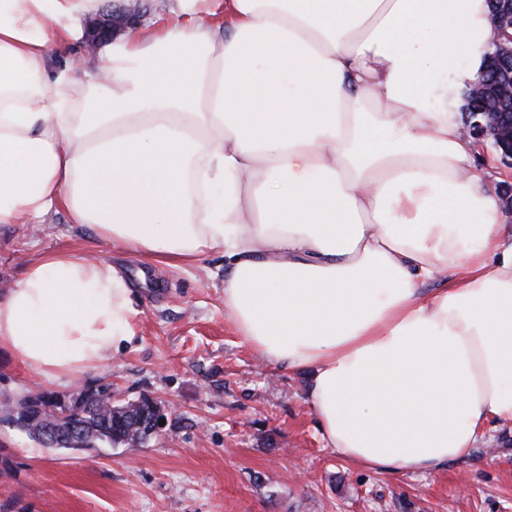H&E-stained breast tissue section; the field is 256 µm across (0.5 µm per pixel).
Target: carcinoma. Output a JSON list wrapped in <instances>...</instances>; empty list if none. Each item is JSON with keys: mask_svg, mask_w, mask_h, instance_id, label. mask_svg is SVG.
Wrapping results in <instances>:
<instances>
[{"mask_svg": "<svg viewBox=\"0 0 512 512\" xmlns=\"http://www.w3.org/2000/svg\"><path fill=\"white\" fill-rule=\"evenodd\" d=\"M512 102L487 99L474 108L466 104L467 112H507ZM102 386L87 388L80 392L83 404L78 406L72 399L39 390L28 393L18 403L6 397L0 401V417L25 431L31 438L46 448H61L63 444L50 442L44 430L56 423L71 425L78 432L70 448H92L95 444L135 445L144 442L147 436L138 426V417L149 410L150 398L116 403L103 397Z\"/></svg>", "mask_w": 512, "mask_h": 512, "instance_id": "obj_1", "label": "carcinoma"}]
</instances>
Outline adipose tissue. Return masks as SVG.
<instances>
[{
  "label": "adipose tissue",
  "instance_id": "ef3b65f1",
  "mask_svg": "<svg viewBox=\"0 0 512 512\" xmlns=\"http://www.w3.org/2000/svg\"><path fill=\"white\" fill-rule=\"evenodd\" d=\"M97 0H0V224L65 211L179 268L224 251V318L309 372L325 447L425 473L512 423V233L459 91L486 0H165L53 67ZM126 272L81 250L0 295V350L52 382L125 351Z\"/></svg>",
  "mask_w": 512,
  "mask_h": 512
}]
</instances>
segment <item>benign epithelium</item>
<instances>
[{
	"instance_id": "obj_1",
	"label": "benign epithelium",
	"mask_w": 512,
	"mask_h": 512,
	"mask_svg": "<svg viewBox=\"0 0 512 512\" xmlns=\"http://www.w3.org/2000/svg\"><path fill=\"white\" fill-rule=\"evenodd\" d=\"M138 18L139 8L135 4L110 5L88 29L84 49L88 52L95 50L101 39L113 36L118 28L132 24ZM492 21L495 36L490 61L502 70L511 71V75L498 76L490 83L480 81L472 87L471 96L475 100L489 96L512 100V0H493ZM461 132L476 146L491 147L499 162L512 168V120L497 112H472L465 117Z\"/></svg>"
}]
</instances>
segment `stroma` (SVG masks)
<instances>
[{"label":"stroma","instance_id":"stroma-1","mask_svg":"<svg viewBox=\"0 0 512 512\" xmlns=\"http://www.w3.org/2000/svg\"><path fill=\"white\" fill-rule=\"evenodd\" d=\"M80 249L121 265L140 316L130 348L75 381L47 383L0 352V392L111 386L171 405L128 446L37 447L0 422V512H512V424L431 473L353 466L320 440L308 375L262 360L224 319V252L173 268L98 240L66 212L0 224V292L41 254Z\"/></svg>","mask_w":512,"mask_h":512}]
</instances>
